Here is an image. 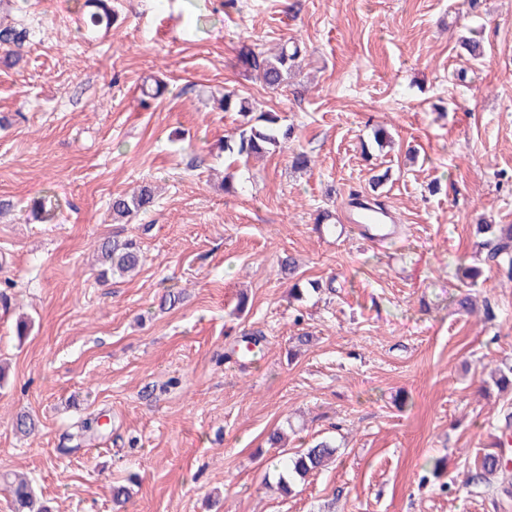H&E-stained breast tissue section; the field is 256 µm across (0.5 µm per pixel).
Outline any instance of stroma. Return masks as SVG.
Returning <instances> with one entry per match:
<instances>
[{
  "instance_id": "35a3bbf8",
  "label": "stroma",
  "mask_w": 512,
  "mask_h": 512,
  "mask_svg": "<svg viewBox=\"0 0 512 512\" xmlns=\"http://www.w3.org/2000/svg\"><path fill=\"white\" fill-rule=\"evenodd\" d=\"M80 2L0 0V24L28 31L0 65V476L26 474L52 512H112L133 473L127 512H512L511 484L470 480L512 413L480 389L512 359V282L474 233L512 224V0H111L93 44ZM287 41L302 62L278 88L239 60ZM228 91L292 124L287 146L226 165ZM144 184L153 205L115 223L113 197ZM354 190L392 211V242L342 222ZM108 238L137 240V275L98 280ZM288 255L322 291L290 298ZM172 286L184 299L161 308ZM322 436L335 464L282 494L284 450Z\"/></svg>"
}]
</instances>
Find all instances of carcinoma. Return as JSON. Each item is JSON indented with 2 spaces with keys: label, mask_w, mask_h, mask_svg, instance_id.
Masks as SVG:
<instances>
[{
  "label": "carcinoma",
  "mask_w": 512,
  "mask_h": 512,
  "mask_svg": "<svg viewBox=\"0 0 512 512\" xmlns=\"http://www.w3.org/2000/svg\"><path fill=\"white\" fill-rule=\"evenodd\" d=\"M26 33L13 27L0 28V44L9 45L0 62L9 65L20 56V49ZM300 50L296 45L282 44L277 53L265 56L263 53H249L246 62L257 71L268 87L280 86L289 71L299 63ZM224 111L237 112L243 117L237 131L224 138V153L232 158H249L256 154L267 153L293 136V129L282 123L275 112H261L254 115L255 108L248 99L234 93L224 94ZM154 202L152 189L143 185L129 196L119 195L112 199V217L122 222L132 214L145 209ZM477 232L487 238L481 246L488 249L489 260L505 270L512 279V224H479ZM100 260L103 266L101 275L107 272L128 274L134 272L143 262L142 251L133 239L105 240L100 246ZM337 447L327 440L318 441L308 448L296 451L285 457V471L279 476V484L286 493L292 492V483L304 480L311 473L321 470L335 458ZM508 470L498 451L486 452L479 460L472 480L487 483L492 477H505ZM14 512H49L44 505H37L31 482L25 477H16L8 482Z\"/></svg>",
  "instance_id": "1"
}]
</instances>
